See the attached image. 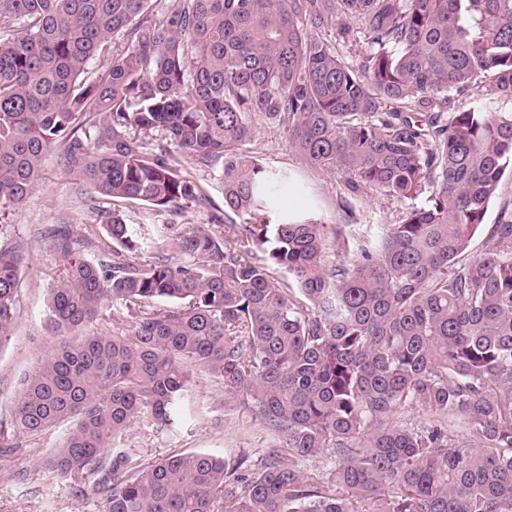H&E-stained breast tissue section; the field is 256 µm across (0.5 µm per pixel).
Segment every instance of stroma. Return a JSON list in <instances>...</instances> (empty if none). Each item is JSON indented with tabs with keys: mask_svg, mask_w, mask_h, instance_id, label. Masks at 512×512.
Wrapping results in <instances>:
<instances>
[{
	"mask_svg": "<svg viewBox=\"0 0 512 512\" xmlns=\"http://www.w3.org/2000/svg\"><path fill=\"white\" fill-rule=\"evenodd\" d=\"M322 36L336 53L350 64H358L370 49L357 23L334 21ZM253 134L243 147L272 170L290 172L299 185L283 190L268 207L271 221L300 215L319 224L342 225L350 248L374 240L383 225L398 221L408 203L379 193L352 197L349 207H341L345 178L306 162L291 149L288 134L281 126L261 117L251 120ZM39 185L5 219L9 239L18 243L27 263L21 274L15 326L10 341L0 346V424H9L26 377L35 372L57 338L47 327L49 288L64 260L52 243L41 236L42 228L66 224L71 229L76 252L93 259L96 247L85 240L86 226L103 224L109 209H116L126 223L137 225L144 246H151L163 225H200L220 236H231L233 221L224 215L221 166L200 168L183 160L182 169L201 189L197 200L185 201L168 212H156L141 202L109 205L79 178L68 174L59 151L48 153L42 164ZM512 214V172H505L498 196L491 202L484 222L470 245V257L481 256L494 224ZM191 393L196 417L177 435L159 434L135 424L125 441L139 461L192 450L211 451L227 461H243L246 473L261 472L269 449L278 447L274 433L254 414L244 397H230L224 385L205 372L191 375ZM64 428L40 434L14 433L10 441L15 451L0 454V512H101L102 503L94 494L78 498L70 481L48 475L43 459L56 448Z\"/></svg>",
	"mask_w": 512,
	"mask_h": 512,
	"instance_id": "obj_1",
	"label": "stroma"
}]
</instances>
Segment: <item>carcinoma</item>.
Masks as SVG:
<instances>
[{
  "label": "carcinoma",
  "mask_w": 512,
  "mask_h": 512,
  "mask_svg": "<svg viewBox=\"0 0 512 512\" xmlns=\"http://www.w3.org/2000/svg\"><path fill=\"white\" fill-rule=\"evenodd\" d=\"M152 15L153 0H0V216L55 148L101 197L155 211L199 198L166 148L142 151L136 133L161 131L197 166L223 163L224 214L250 222L232 241L161 234L144 262L115 213L95 260L66 226L47 229L65 260L49 289L60 340L11 428L70 424L44 468L102 512H360L384 486L383 512H512V219L464 260L512 168V0H171ZM331 17L374 45L358 65L304 28ZM120 36L125 51L89 72ZM484 82L478 103L445 112L449 91ZM256 113L347 193L427 191V204L329 260L327 225L267 219L297 181L241 152ZM20 250L0 224V345ZM109 299L173 307L136 316L130 336L73 337ZM189 364L281 438L262 473L235 477L244 461L201 451L141 465L120 448L136 423L181 426ZM416 407L423 424H394ZM327 448L336 468L317 486L298 463Z\"/></svg>",
  "instance_id": "cac0c4a2"
}]
</instances>
